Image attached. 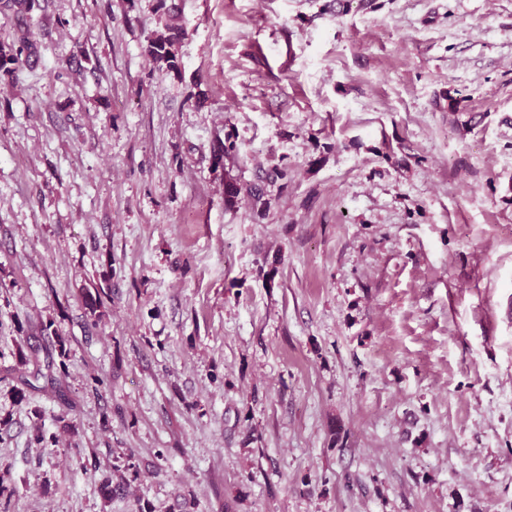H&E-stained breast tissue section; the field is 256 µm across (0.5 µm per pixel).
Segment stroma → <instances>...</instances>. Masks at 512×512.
<instances>
[{
  "label": "stroma",
  "mask_w": 512,
  "mask_h": 512,
  "mask_svg": "<svg viewBox=\"0 0 512 512\" xmlns=\"http://www.w3.org/2000/svg\"><path fill=\"white\" fill-rule=\"evenodd\" d=\"M167 3L180 74L36 0L0 83V512H512V0ZM20 35L7 49L0 47V82L12 80L16 66L22 61V57L29 59L35 56L36 45L32 40V32L29 24L22 20L19 28ZM57 358L53 351H46L43 358L39 355V350L30 348V355L22 353L19 359V367L17 369L18 379L22 386L30 389H37L33 381H39L44 379L48 385L54 388L56 384L57 375L64 374L66 372L67 363L69 358V351L66 348V340L64 337H57ZM32 366V368L30 367Z\"/></svg>",
  "instance_id": "obj_1"
}]
</instances>
